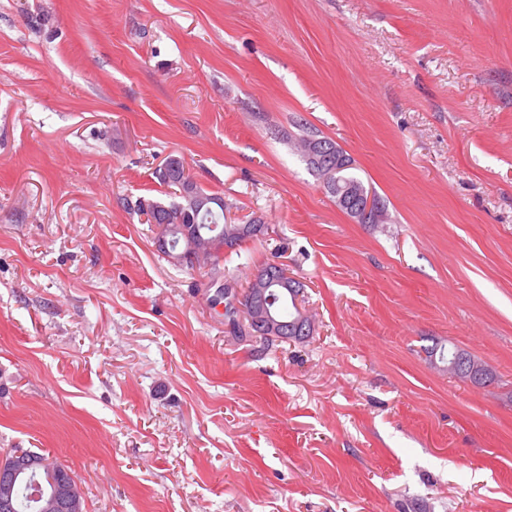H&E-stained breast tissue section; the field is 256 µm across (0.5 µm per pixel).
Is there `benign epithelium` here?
I'll return each instance as SVG.
<instances>
[{
    "instance_id": "7a95c632",
    "label": "benign epithelium",
    "mask_w": 512,
    "mask_h": 512,
    "mask_svg": "<svg viewBox=\"0 0 512 512\" xmlns=\"http://www.w3.org/2000/svg\"><path fill=\"white\" fill-rule=\"evenodd\" d=\"M325 154L323 143H307V162L326 173L323 185L336 198V205L346 210L359 224L379 223L381 204L372 194L357 190L341 176L343 170L351 167L346 152L336 147L335 164L329 166L324 164ZM219 208H224V199L198 196L190 185L179 194L174 204L178 211L194 213ZM214 243L213 238L183 224L161 225L156 238V247L178 265L184 264L188 257L204 260L213 252ZM288 278L290 275L280 262L271 263V268L257 274L254 279L260 287L243 294L234 292L230 299L234 311L266 336L284 338L288 334V324L281 321L273 305L278 292L289 289ZM59 469V463L35 452L0 456V512H17L19 490L24 485L29 489L28 499L34 503V512H82V487L59 475Z\"/></svg>"
}]
</instances>
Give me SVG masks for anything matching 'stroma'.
<instances>
[{"label":"stroma","instance_id":"stroma-1","mask_svg":"<svg viewBox=\"0 0 512 512\" xmlns=\"http://www.w3.org/2000/svg\"><path fill=\"white\" fill-rule=\"evenodd\" d=\"M307 133L387 223L337 207ZM172 157L267 234L171 263L133 207ZM275 254L315 331L239 340L215 297ZM13 448L86 512H512V0H0Z\"/></svg>","mask_w":512,"mask_h":512}]
</instances>
